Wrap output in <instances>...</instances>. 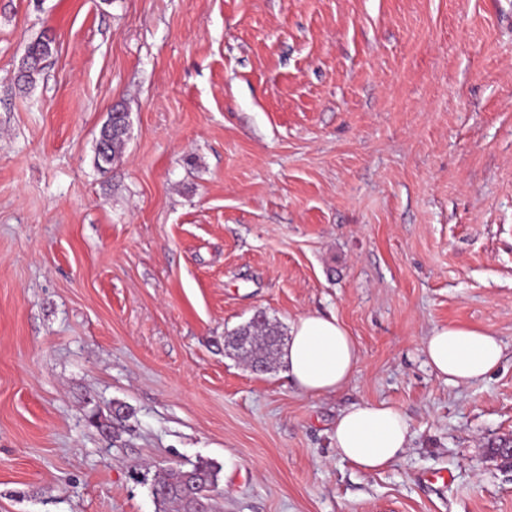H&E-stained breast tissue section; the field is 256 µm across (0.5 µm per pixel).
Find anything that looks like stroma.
<instances>
[{
    "instance_id": "35a3bbf8",
    "label": "stroma",
    "mask_w": 512,
    "mask_h": 512,
    "mask_svg": "<svg viewBox=\"0 0 512 512\" xmlns=\"http://www.w3.org/2000/svg\"><path fill=\"white\" fill-rule=\"evenodd\" d=\"M314 312L338 392L228 345ZM442 325L500 367L438 380ZM365 403L412 434L378 472L331 441ZM509 441L512 0H0V512H159L201 460L216 512H512ZM422 352L436 378L460 386L482 379L496 369L504 345L490 331L448 325L431 330L422 341ZM184 470H177L165 477L157 479L152 487V493L155 496L160 497V501L163 504L176 506L177 512H187L191 508V503L194 508L193 512H204L205 503L203 500L194 497L192 502L188 500L184 494Z\"/></svg>"
}]
</instances>
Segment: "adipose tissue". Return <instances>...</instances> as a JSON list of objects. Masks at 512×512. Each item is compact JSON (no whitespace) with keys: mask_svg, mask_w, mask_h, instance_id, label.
<instances>
[{"mask_svg":"<svg viewBox=\"0 0 512 512\" xmlns=\"http://www.w3.org/2000/svg\"><path fill=\"white\" fill-rule=\"evenodd\" d=\"M422 352L436 378L460 386L496 369L504 345L492 332L448 325L431 330L422 341ZM283 361L297 388L305 395L319 397L341 390L360 356L336 316L309 313L293 323ZM332 441L342 459L376 472L394 463L407 448L408 419L383 403L353 405L337 417Z\"/></svg>","mask_w":512,"mask_h":512,"instance_id":"1","label":"adipose tissue"}]
</instances>
